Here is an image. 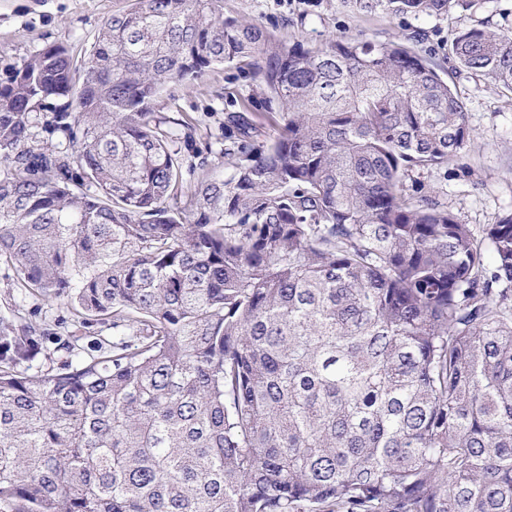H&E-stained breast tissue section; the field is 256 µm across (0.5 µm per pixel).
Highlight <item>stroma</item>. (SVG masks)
<instances>
[{
  "label": "stroma",
  "mask_w": 512,
  "mask_h": 512,
  "mask_svg": "<svg viewBox=\"0 0 512 512\" xmlns=\"http://www.w3.org/2000/svg\"><path fill=\"white\" fill-rule=\"evenodd\" d=\"M127 6L128 0H0V70L52 43L82 60L106 18ZM224 13L308 45L332 34L372 41L419 35L416 49L441 67L466 102L472 136L447 173L423 172L418 181L438 190L439 201L475 231L512 213V92L455 68L444 52L456 31L482 22L512 38V0H452L446 15L419 19L364 14L351 0H224ZM243 107L258 114L279 109L251 76L224 66L198 80L164 84L151 104L158 115L191 124L193 145L182 150L186 163L207 164L220 177L231 168L224 156V115ZM20 317L49 324L63 337L72 329L65 301L49 303L18 288L13 270L1 265L0 321Z\"/></svg>",
  "instance_id": "obj_1"
}]
</instances>
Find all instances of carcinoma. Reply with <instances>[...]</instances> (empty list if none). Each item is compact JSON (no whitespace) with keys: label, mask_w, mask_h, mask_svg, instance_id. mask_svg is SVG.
I'll use <instances>...</instances> for the list:
<instances>
[{"label":"carcinoma","mask_w":512,"mask_h":512,"mask_svg":"<svg viewBox=\"0 0 512 512\" xmlns=\"http://www.w3.org/2000/svg\"><path fill=\"white\" fill-rule=\"evenodd\" d=\"M448 54L512 92L511 39L480 24ZM214 65L282 111L227 113L231 171L177 211L191 135L150 104ZM471 136L414 49L290 42L224 0H130L80 64L10 65L0 264L75 331L0 325V512H512V214L478 235L404 192ZM93 323L126 336L87 348Z\"/></svg>","instance_id":"obj_1"}]
</instances>
